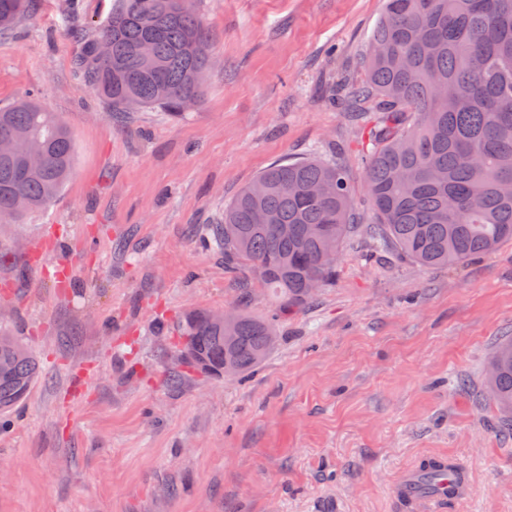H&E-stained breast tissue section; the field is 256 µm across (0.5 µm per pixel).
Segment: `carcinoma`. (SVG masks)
I'll list each match as a JSON object with an SVG mask.
<instances>
[{
  "label": "carcinoma",
  "mask_w": 512,
  "mask_h": 512,
  "mask_svg": "<svg viewBox=\"0 0 512 512\" xmlns=\"http://www.w3.org/2000/svg\"><path fill=\"white\" fill-rule=\"evenodd\" d=\"M28 0H0V35ZM150 43L146 59L141 47ZM209 61L208 30L191 0H121L106 23L82 39L74 66L81 86L114 112L139 107L172 115L199 102ZM373 112L364 125V182L378 223L376 249L417 264H463L512 240V0H385L360 83L346 106ZM0 222L45 208L74 161V140L57 114L34 99L0 108ZM352 186L339 162H278L224 206L214 241L224 266L250 272L273 291L275 311L236 308L228 325L189 310L179 345L202 371L228 364L241 376L278 338L273 321L305 305L309 284L327 286L340 248L355 228ZM288 225V235L278 231ZM37 356L0 328V416L14 411L39 375ZM490 396L512 430V337L490 361Z\"/></svg>",
  "instance_id": "cac0c4a2"
}]
</instances>
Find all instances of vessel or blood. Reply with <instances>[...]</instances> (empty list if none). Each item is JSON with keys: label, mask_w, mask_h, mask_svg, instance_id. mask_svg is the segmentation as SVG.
<instances>
[{"label": "vessel or blood", "mask_w": 512, "mask_h": 512, "mask_svg": "<svg viewBox=\"0 0 512 512\" xmlns=\"http://www.w3.org/2000/svg\"><path fill=\"white\" fill-rule=\"evenodd\" d=\"M468 491V485L442 459L435 460L433 467L405 472L393 487L405 512H439L446 502L465 499Z\"/></svg>", "instance_id": "b4317fda"}]
</instances>
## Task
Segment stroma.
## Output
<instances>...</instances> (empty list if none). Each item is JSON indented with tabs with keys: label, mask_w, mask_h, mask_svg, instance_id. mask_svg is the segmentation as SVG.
Segmentation results:
<instances>
[{
	"label": "stroma",
	"mask_w": 512,
	"mask_h": 512,
	"mask_svg": "<svg viewBox=\"0 0 512 512\" xmlns=\"http://www.w3.org/2000/svg\"><path fill=\"white\" fill-rule=\"evenodd\" d=\"M384 4L192 0L210 64L180 117L81 89L73 31L116 0H31L0 38V107L35 96L75 143L57 198L0 226V324L44 363L0 427V512H401L394 482L433 456L473 484L441 512H512V434L486 387L512 336V241L452 268L374 252L365 142L330 101L362 77ZM313 153L349 170L361 226L335 278L278 319L251 374L188 368L186 311H272L206 226L271 163Z\"/></svg>",
	"instance_id": "1"
}]
</instances>
